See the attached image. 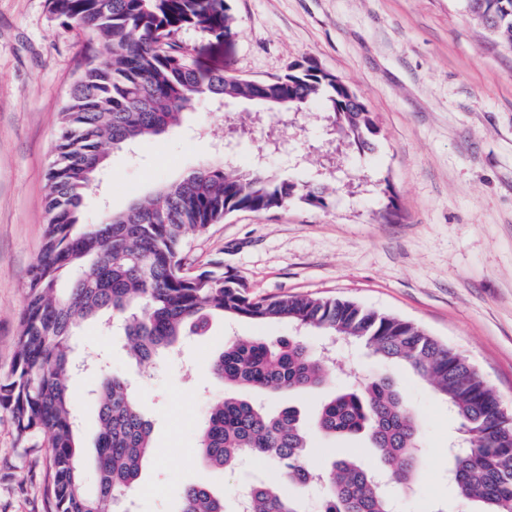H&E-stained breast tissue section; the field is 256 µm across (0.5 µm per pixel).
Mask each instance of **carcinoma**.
Segmentation results:
<instances>
[{
  "instance_id": "1",
  "label": "carcinoma",
  "mask_w": 512,
  "mask_h": 512,
  "mask_svg": "<svg viewBox=\"0 0 512 512\" xmlns=\"http://www.w3.org/2000/svg\"><path fill=\"white\" fill-rule=\"evenodd\" d=\"M463 8L497 42L512 49V0H481ZM65 24L81 21L99 39L96 53L71 90L61 117L56 155L47 172V222L40 259L25 286V306L9 373L0 376V409L23 439L49 448L46 496L50 512H111L137 486L142 462L153 450L152 427L127 384L106 375L98 393L95 444L97 488L86 489L79 428L71 391L70 338L83 321L122 322L127 353L149 365L178 338L201 334L220 315L257 324L288 322L305 331L343 338L380 358L409 366L428 381L455 415L468 442L451 455L448 478L457 496L477 512H512V418L498 394L458 352L397 316L350 301L301 295L256 298L246 281L224 275L221 263L189 271V236L233 212L265 213L293 200L323 205L322 185L281 178L257 163L240 171L206 164L152 194L135 198L98 224H80V208L103 167L107 146L132 147L182 124L193 102L206 96L255 99L280 112L322 102L335 130L360 151L374 145L378 128L362 104L346 102L349 86L306 59L283 75L256 84L230 73L199 68L172 37L188 29L219 39L233 17L226 0H49ZM212 375L248 392L289 394L323 383L324 361L299 336L236 339L210 363ZM327 437L363 436L392 479L411 481L418 458L420 423L396 381L373 376L325 402L316 419ZM311 440L294 406L271 410L248 397L215 401L199 439V451L217 468L253 456L279 473L276 481L249 489L248 512H301L293 487L312 481L325 490L324 512H392L377 473L351 458L320 472L307 465ZM181 512H224L210 488L191 485Z\"/></svg>"
}]
</instances>
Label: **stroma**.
Instances as JSON below:
<instances>
[{
  "mask_svg": "<svg viewBox=\"0 0 512 512\" xmlns=\"http://www.w3.org/2000/svg\"><path fill=\"white\" fill-rule=\"evenodd\" d=\"M227 2L229 39L178 34L196 63L263 82L315 59L373 112V150L336 137L319 103L262 114L251 101L220 107L202 97L182 126L109 151L84 197L83 223L227 156L242 168L261 162L294 182L329 184L326 206L239 211L191 236V270L218 261L258 298H336L412 322L465 356L512 412V49L492 41L461 0ZM96 43L94 32L62 24L49 0H0V375L13 364L25 283L43 245L61 114ZM295 333L288 323L218 316L145 369L127 355L120 329L106 333L92 321L76 329L72 358L108 357L109 373L127 381L153 427L155 452L142 465L132 512H180L185 489L200 483L223 496L225 512H237L243 489L275 479L259 459L212 468L198 444L210 401L231 392L209 370L225 340ZM335 353L322 387L286 400L265 395L270 409L290 403L310 429L351 378L393 376L424 426L426 448L414 479L390 490L395 512H476L448 482L458 424L431 387L363 346L340 343ZM95 384L85 377L74 386L90 486ZM344 455L370 470L378 463L364 439L313 436V467ZM46 469L40 440H20L0 411V512H47Z\"/></svg>",
  "mask_w": 512,
  "mask_h": 512,
  "instance_id": "obj_1",
  "label": "stroma"
}]
</instances>
